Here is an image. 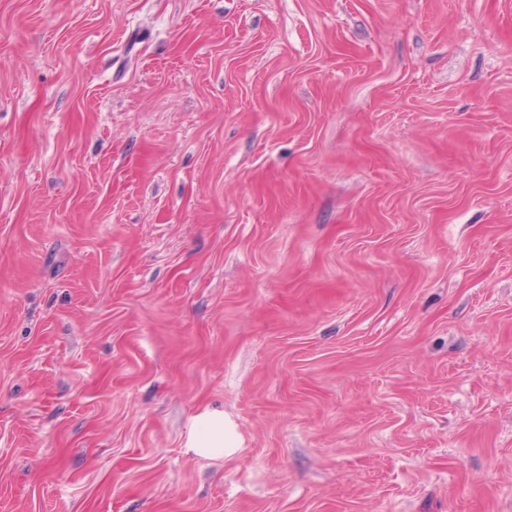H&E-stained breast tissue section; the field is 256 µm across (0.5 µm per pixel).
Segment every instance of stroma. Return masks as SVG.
<instances>
[{
    "mask_svg": "<svg viewBox=\"0 0 512 512\" xmlns=\"http://www.w3.org/2000/svg\"><path fill=\"white\" fill-rule=\"evenodd\" d=\"M0 512H512V0H0ZM239 449L236 426L224 414L204 409L194 420L187 451L208 460H223Z\"/></svg>",
    "mask_w": 512,
    "mask_h": 512,
    "instance_id": "1",
    "label": "stroma"
}]
</instances>
